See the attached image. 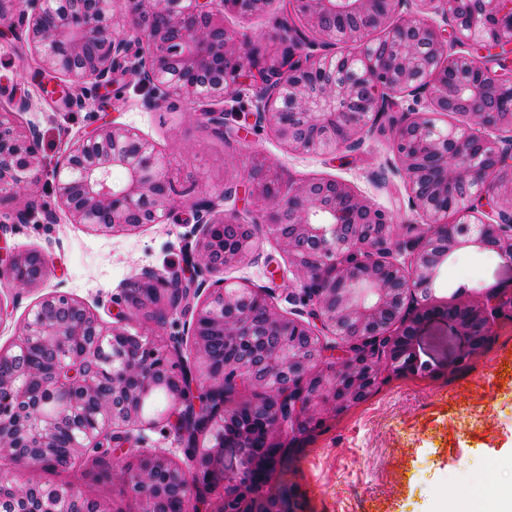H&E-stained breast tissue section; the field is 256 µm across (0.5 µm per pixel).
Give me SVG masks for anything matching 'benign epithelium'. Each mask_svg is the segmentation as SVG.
I'll use <instances>...</instances> for the list:
<instances>
[{
	"mask_svg": "<svg viewBox=\"0 0 512 512\" xmlns=\"http://www.w3.org/2000/svg\"><path fill=\"white\" fill-rule=\"evenodd\" d=\"M440 21L421 18L412 0H285L286 15L312 39L279 57L273 70L245 60L244 45L224 25L228 14L251 16L271 0H19L15 31L31 46L35 74L58 75L72 92L112 87L136 76L151 90L147 109L203 103V124L224 130V103L240 86L256 90L255 122L269 126L289 149L334 153L361 141L369 116L383 112L390 95L411 97L394 132L395 170L409 202L425 223L413 226L421 247L400 263L392 257L396 225L387 214L339 178H309L288 194L253 169L249 193L264 204L261 217L288 253L311 305L313 323L279 313L265 291L234 287L224 268L254 252L252 226L235 212H218L206 201L194 207L199 231L193 285L175 305L194 340V371H176L171 358L145 334L127 326L135 296L145 284L168 287L146 271L112 299L121 314L108 327L84 302L49 295L25 315L11 346L0 350V455L25 471L20 483L3 476L10 491L0 500L35 495L39 512H103L84 490L48 489L32 474L58 458H80L92 449L122 448L156 424L143 416L146 398L168 399L167 426L186 443L196 424L218 423L214 444L203 457L211 465L233 446L243 453L241 470L226 479L243 487L252 473L250 435L232 444L224 426L238 420L212 408L227 380L240 389L266 391L259 413L267 438L311 421L319 403L349 406L363 400L383 369L410 372L418 366L414 337L432 316L448 318L465 340L464 356L488 344L492 317L512 313V292L492 291L448 309L429 305L431 287L449 257L464 247L492 250L512 262V69L497 54L480 60L453 53L448 32L472 46L506 47L512 34V0H421ZM383 29L382 40L369 32ZM343 40L346 53L328 48ZM450 113L463 123L441 127L433 115ZM36 127L14 125L0 111V205L31 195L46 173ZM492 167L501 182L488 187L481 171ZM121 168L125 181H112ZM52 188L73 223L94 231L131 233L173 218L176 189L167 159L135 131L112 123L91 125L55 161ZM466 220L449 225L446 204ZM34 209L0 212L1 224H26ZM51 256L32 249L0 265V280L37 287L51 272ZM423 303L411 310L409 297ZM224 337L216 360L213 337ZM384 344L385 363L362 347ZM41 352L32 363L27 354ZM337 356L329 377L314 372L327 352ZM137 512H165L169 494L188 507L199 499L197 472L177 468L162 453L144 451L123 474Z\"/></svg>",
	"mask_w": 512,
	"mask_h": 512,
	"instance_id": "obj_1",
	"label": "benign epithelium"
}]
</instances>
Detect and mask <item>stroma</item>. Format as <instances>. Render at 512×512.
Here are the masks:
<instances>
[{
	"mask_svg": "<svg viewBox=\"0 0 512 512\" xmlns=\"http://www.w3.org/2000/svg\"><path fill=\"white\" fill-rule=\"evenodd\" d=\"M280 9L279 0H272L266 12L230 15L225 24L243 38L245 48H258L271 60L281 51ZM29 56L18 40L0 37V103L29 100V109L17 112L16 120L40 130L46 165H53L85 132L90 119L133 128L168 155L178 190V217L131 234L94 232L72 223L59 206L50 179H43L34 198L36 218L0 233V259L41 249L52 256L53 267L39 287L16 290L14 317L0 324L2 348L13 341L28 309L43 295L69 293L109 325L111 299L129 280L146 269L168 277L181 272L184 248L197 238L191 202L205 199L220 211L237 209L248 224L258 219L256 203L221 197L225 188L247 187V176L258 159L277 172L283 187L313 177L350 182L391 215L402 245L416 244L412 227L423 217L410 207L405 185L392 171V123L400 117V107L377 116L357 144L331 155L298 153L285 148L267 126L256 124L252 89H242L225 117L229 132L221 135L201 123L199 106L145 109V91L131 76L125 79L122 96L107 98L91 88L78 102L65 104L61 87L34 75ZM47 211L55 223H46ZM257 237L259 254L226 267L225 278L264 290L281 313L297 310L301 283L289 270L287 252L266 232ZM503 288L512 289V264L493 252L467 247L444 265L429 302L443 308ZM182 323L175 313L158 322L153 307L147 306L137 309L129 329L147 333L167 349ZM463 346L447 319L425 322L416 337L421 369L383 372L373 392L344 411L321 406L305 433L284 436L265 495L279 499L286 488H293L302 512H441L449 499L458 512H495L498 502L512 495V314L492 321L483 352L466 358ZM142 436L141 448L167 453L176 465H185L181 442L165 426L144 430ZM141 448L112 455L113 470L136 467ZM240 465L239 450L225 449L223 461L200 480L207 512H224L225 476ZM37 478L45 485L90 491L100 501L122 504L126 512L133 507L122 481H96L85 457L40 470Z\"/></svg>",
	"mask_w": 512,
	"mask_h": 512,
	"instance_id": "1",
	"label": "stroma"
}]
</instances>
